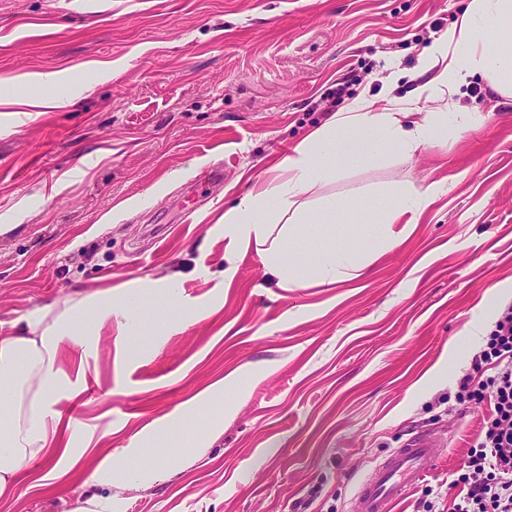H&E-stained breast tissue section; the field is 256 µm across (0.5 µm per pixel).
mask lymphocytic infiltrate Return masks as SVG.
Listing matches in <instances>:
<instances>
[{"mask_svg": "<svg viewBox=\"0 0 512 512\" xmlns=\"http://www.w3.org/2000/svg\"><path fill=\"white\" fill-rule=\"evenodd\" d=\"M477 362L492 365L493 376L470 382L471 398L489 400L492 410L469 455L475 479L453 512H512V312L496 324ZM489 480H481V473Z\"/></svg>", "mask_w": 512, "mask_h": 512, "instance_id": "f902f5d3", "label": "lymphocytic infiltrate"}]
</instances>
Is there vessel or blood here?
Segmentation results:
<instances>
[{"label": "vessel or blood", "instance_id": "1", "mask_svg": "<svg viewBox=\"0 0 512 512\" xmlns=\"http://www.w3.org/2000/svg\"><path fill=\"white\" fill-rule=\"evenodd\" d=\"M445 444L430 433L412 435L360 480L355 493L360 512H393L396 502L424 480Z\"/></svg>", "mask_w": 512, "mask_h": 512}]
</instances>
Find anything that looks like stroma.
Listing matches in <instances>:
<instances>
[{"label": "stroma", "mask_w": 512, "mask_h": 512, "mask_svg": "<svg viewBox=\"0 0 512 512\" xmlns=\"http://www.w3.org/2000/svg\"><path fill=\"white\" fill-rule=\"evenodd\" d=\"M467 0H0V338L48 304L115 299L177 277L182 329L162 299L136 321L64 340L80 391L56 408L94 448L64 483L0 496V512H355L354 488L410 434L450 451L396 506L447 512L489 401L466 377L512 309V98L473 78L416 99L421 60ZM45 112L31 99L56 96ZM473 116L466 133L405 156L381 143L318 182L306 207L325 245L366 244L359 275L278 287L256 251L229 256L222 217L353 99L386 96ZM224 168L211 183L199 174ZM438 184L387 249L364 205ZM223 398H216V388ZM201 397L219 418L201 447L142 448L159 480L110 487L95 463Z\"/></svg>", "instance_id": "1"}]
</instances>
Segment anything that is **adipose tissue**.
<instances>
[{
  "instance_id": "adipose-tissue-1",
  "label": "adipose tissue",
  "mask_w": 512,
  "mask_h": 512,
  "mask_svg": "<svg viewBox=\"0 0 512 512\" xmlns=\"http://www.w3.org/2000/svg\"><path fill=\"white\" fill-rule=\"evenodd\" d=\"M431 78L418 88L419 97H431L438 89L455 90L467 78L481 77L495 91L512 97V0H468L459 20L429 48L422 60ZM443 129L430 112H413L395 98L383 108L357 98L336 113L333 122L310 134L276 166L274 176L261 188L249 192L224 213V236L232 251L248 250L258 243L259 259L279 287L297 286L304 268H312L324 282H336L358 269L355 253L332 246L310 249L302 240L314 237L313 220L295 205L321 179L335 177L343 165L365 158L377 142L395 144L405 154L441 138ZM439 191L437 184L402 188L392 206L368 208L371 223L381 225L385 244L395 246L406 237L400 224L405 216L417 215ZM289 212V226L271 237L270 226L282 212ZM113 313L111 291H102L79 303L43 308L15 322L12 335L0 338V400L8 401L0 412V495L17 491L25 468L46 460L51 449L62 456L82 458L83 449L65 440V427L56 409L58 400L75 394L76 385L57 366V348L71 337L88 317L107 319ZM198 399L165 416L161 427L169 448L186 447L188 440L202 442L207 427L188 434L187 426L197 414ZM149 438L136 434L129 448L107 455L91 478L112 484L130 477L161 478L158 468L145 467L139 452Z\"/></svg>"
}]
</instances>
